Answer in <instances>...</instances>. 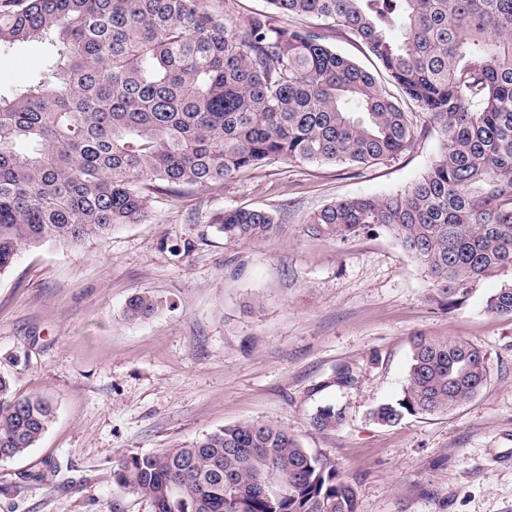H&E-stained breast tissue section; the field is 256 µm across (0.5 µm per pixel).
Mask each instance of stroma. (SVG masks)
I'll return each mask as SVG.
<instances>
[{
	"label": "stroma",
	"instance_id": "1",
	"mask_svg": "<svg viewBox=\"0 0 512 512\" xmlns=\"http://www.w3.org/2000/svg\"><path fill=\"white\" fill-rule=\"evenodd\" d=\"M53 50L48 37L1 48L0 93ZM412 119L425 135L376 164L272 162L152 195L141 223L81 247L23 250L0 275V374L17 395L52 399L56 417L0 462V512H153L113 485L114 460L247 421L287 429L335 466L358 512H512V317L486 309L505 275L445 310L392 234L342 244L304 232L325 205L405 190L438 159L437 127ZM236 207L273 211L286 230L226 243L212 218ZM144 292L163 310L127 320ZM418 333L482 350L488 381L451 412L377 425L370 411L401 397ZM343 369L352 384H336ZM327 405L343 421L322 430L313 418Z\"/></svg>",
	"mask_w": 512,
	"mask_h": 512
}]
</instances>
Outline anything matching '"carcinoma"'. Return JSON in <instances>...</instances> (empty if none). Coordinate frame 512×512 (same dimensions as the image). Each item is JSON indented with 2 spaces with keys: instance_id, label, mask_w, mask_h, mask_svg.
<instances>
[{
  "instance_id": "1",
  "label": "carcinoma",
  "mask_w": 512,
  "mask_h": 512,
  "mask_svg": "<svg viewBox=\"0 0 512 512\" xmlns=\"http://www.w3.org/2000/svg\"><path fill=\"white\" fill-rule=\"evenodd\" d=\"M228 24L201 0H0V46L53 32L56 53L29 84L0 97V273L45 244L76 248L148 214V192L220 183L270 162L363 167L411 148L408 102L438 126L440 158L408 189L324 206L311 236L346 242L389 231L427 271L432 300L512 273V0H267ZM316 15L378 59L389 86L327 44L328 29L287 27ZM229 243L280 231L272 212L216 219ZM512 317V281L486 301ZM163 301L132 296L130 320ZM487 382L463 340L416 336L402 397L372 419L447 413ZM55 411L18 397L0 375V461L21 456ZM343 421L332 406L320 429ZM112 483L154 512H357L356 491L287 430L227 425L185 446L124 456Z\"/></svg>"
}]
</instances>
